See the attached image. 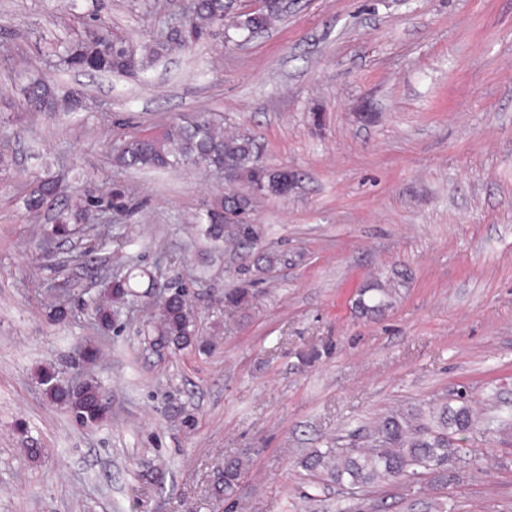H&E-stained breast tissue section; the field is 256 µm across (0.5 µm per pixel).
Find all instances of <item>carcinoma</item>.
I'll list each match as a JSON object with an SVG mask.
<instances>
[{"label": "carcinoma", "mask_w": 512, "mask_h": 512, "mask_svg": "<svg viewBox=\"0 0 512 512\" xmlns=\"http://www.w3.org/2000/svg\"><path fill=\"white\" fill-rule=\"evenodd\" d=\"M284 11L285 4L279 0H267L260 8L250 11L241 7L238 0H192L180 19L179 46L189 48L204 40L216 26L224 27L228 42L247 38L266 30ZM170 48L168 32L161 30L150 55L139 56L124 38L113 35L107 26L89 25L60 45L59 54L70 69L125 76L145 71L151 59L167 53ZM21 95L29 112H57L63 104L70 111L79 107V100L74 95L60 96L59 90L41 77L28 79ZM114 161L125 168L161 171H175L185 166L209 171L230 166L232 181L247 184L248 192L231 189L193 217L196 228L217 248L232 245L244 249L256 244L261 228L248 220L257 202L266 196H288L299 180L295 171L274 170L261 163L253 134L247 131L228 134L224 132V120L207 112L173 123L160 135H144L128 141ZM63 194L64 189L57 180L40 179L27 194L25 207L28 212L37 214L57 202ZM100 203L101 199L87 193L64 207L47 237L46 246L70 238L74 225L87 223L89 213ZM127 206L128 195L124 188L115 186L108 191L107 207L119 210ZM379 292L380 296L371 298L369 304L359 300L360 306L366 310H379L387 305V299L393 297L395 289L381 288ZM133 296L135 292L128 280L109 282L107 294L87 304L91 325L100 331L111 330L112 303H126ZM152 306L155 308L154 331L160 338L178 349L199 343L182 290L167 287ZM37 379L49 402L63 408L81 425L95 427L107 419L104 390L98 382H65L51 369L41 370ZM503 425H509V416L481 422L461 396L455 406L445 403L433 408L427 424L419 423L408 412L391 410L366 432L363 445L317 449L304 459L303 465L349 489L388 482L415 485L428 474L445 480L448 472H464L475 461L471 451L457 443V436L473 440ZM242 475L240 461H225L215 480L213 494L231 498Z\"/></svg>", "instance_id": "carcinoma-1"}]
</instances>
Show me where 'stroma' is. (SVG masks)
I'll list each match as a JSON object with an SVG mask.
<instances>
[{
	"instance_id": "obj_1",
	"label": "stroma",
	"mask_w": 512,
	"mask_h": 512,
	"mask_svg": "<svg viewBox=\"0 0 512 512\" xmlns=\"http://www.w3.org/2000/svg\"><path fill=\"white\" fill-rule=\"evenodd\" d=\"M188 3L0 0V512H512V428L476 441L463 477L419 490L352 492L301 465L393 409L461 391L479 416L512 409V0H288L272 28L238 44L214 28L145 78L55 55L97 17L145 51ZM25 73L79 92V109L21 111ZM198 112L301 175L254 212L255 249L214 261L189 223L228 189L223 173L113 161ZM45 176L72 199L122 185L129 206L46 245L54 209L23 204ZM265 252L281 263L260 268ZM111 278L141 295L182 284L203 345L160 344L142 302L98 333L85 304ZM242 284L251 301L226 307ZM391 285L390 306L359 308ZM61 293L72 314L56 323ZM85 341L95 365L73 358ZM49 365L104 386L109 421L84 427L51 404L36 379ZM231 458L244 474L215 500Z\"/></svg>"
}]
</instances>
